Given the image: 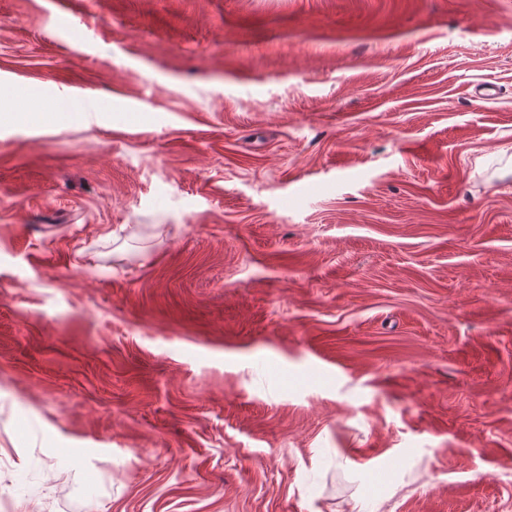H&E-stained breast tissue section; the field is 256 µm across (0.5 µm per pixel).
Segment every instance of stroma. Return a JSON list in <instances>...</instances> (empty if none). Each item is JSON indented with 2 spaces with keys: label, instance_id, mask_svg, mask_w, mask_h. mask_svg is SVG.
<instances>
[{
  "label": "stroma",
  "instance_id": "obj_1",
  "mask_svg": "<svg viewBox=\"0 0 512 512\" xmlns=\"http://www.w3.org/2000/svg\"><path fill=\"white\" fill-rule=\"evenodd\" d=\"M61 2L0 0V512H512V0Z\"/></svg>",
  "mask_w": 512,
  "mask_h": 512
}]
</instances>
